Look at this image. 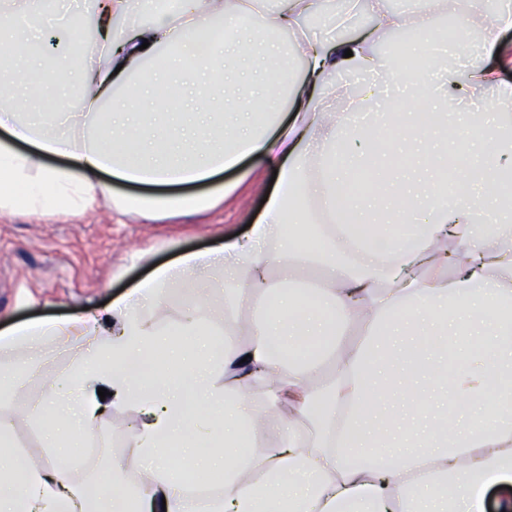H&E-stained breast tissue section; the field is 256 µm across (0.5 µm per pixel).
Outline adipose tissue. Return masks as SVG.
Listing matches in <instances>:
<instances>
[{
  "label": "adipose tissue",
  "mask_w": 512,
  "mask_h": 512,
  "mask_svg": "<svg viewBox=\"0 0 512 512\" xmlns=\"http://www.w3.org/2000/svg\"><path fill=\"white\" fill-rule=\"evenodd\" d=\"M360 0H0V216L51 219L99 204L153 220L216 206L224 171L250 156L277 172L248 232L186 252L106 314L0 331V403L56 349L74 364L33 407L87 433L101 410L137 405L145 421L124 483L74 489L51 448L15 467L0 424V512H196L171 448L207 458L199 435L220 411L223 497L208 512H485L503 491L512 512V116L497 67L471 62L468 36L448 49L429 34L447 11L478 19L496 53L512 0H367L373 24L348 39ZM50 36L51 51L31 42ZM233 56L263 78L264 119L249 100L216 95ZM371 74L362 96L339 73ZM462 106L451 138L430 139L441 103ZM462 156L449 166V154ZM365 192H349L356 177ZM139 186L117 194L114 182ZM223 283L198 314L224 304L223 341L200 326L160 325L170 289ZM363 340L346 345L348 324ZM166 346L171 367L136 374ZM333 360L332 375L312 372ZM417 371L396 393V371ZM110 396L100 400L99 389ZM279 446L239 454L264 431Z\"/></svg>",
  "instance_id": "obj_1"
}]
</instances>
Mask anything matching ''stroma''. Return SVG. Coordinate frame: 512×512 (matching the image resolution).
I'll return each instance as SVG.
<instances>
[{
  "label": "stroma",
  "instance_id": "obj_1",
  "mask_svg": "<svg viewBox=\"0 0 512 512\" xmlns=\"http://www.w3.org/2000/svg\"><path fill=\"white\" fill-rule=\"evenodd\" d=\"M271 177L262 159H246L225 174V182L234 183L235 189L222 205L149 224L107 208L61 215L49 223L32 216L0 218V329L99 309L101 303L126 295L154 267L245 232L247 223L263 210ZM41 392L40 379H31L21 394L0 405V416L12 423L10 444L29 448L42 467L49 459L50 435H57L68 449L74 448L77 436L58 430L49 414L39 426L26 420ZM137 432L132 405L113 411L96 430L106 442L125 448Z\"/></svg>",
  "mask_w": 512,
  "mask_h": 512
}]
</instances>
